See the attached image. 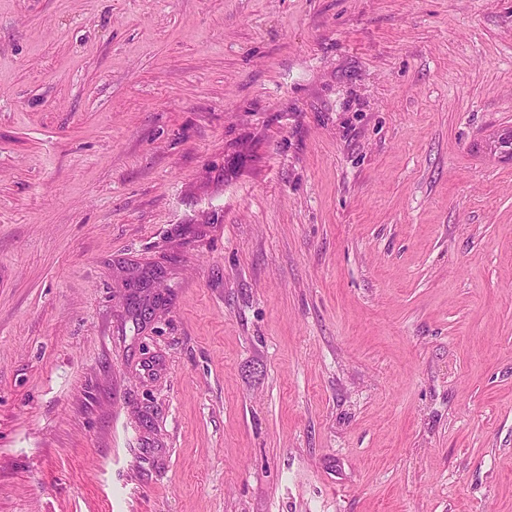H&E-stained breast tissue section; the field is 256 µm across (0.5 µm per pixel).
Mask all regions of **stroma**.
Here are the masks:
<instances>
[{"instance_id": "35a3bbf8", "label": "stroma", "mask_w": 512, "mask_h": 512, "mask_svg": "<svg viewBox=\"0 0 512 512\" xmlns=\"http://www.w3.org/2000/svg\"><path fill=\"white\" fill-rule=\"evenodd\" d=\"M510 131L512 0H0V512H512Z\"/></svg>"}]
</instances>
